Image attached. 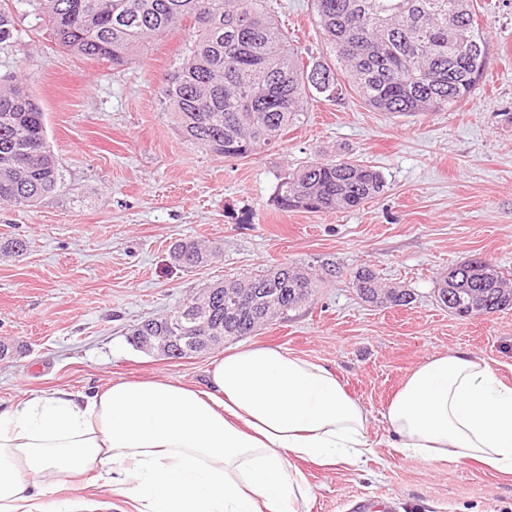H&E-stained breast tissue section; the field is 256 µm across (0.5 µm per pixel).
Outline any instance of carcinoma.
Instances as JSON below:
<instances>
[{
  "label": "carcinoma",
  "mask_w": 512,
  "mask_h": 512,
  "mask_svg": "<svg viewBox=\"0 0 512 512\" xmlns=\"http://www.w3.org/2000/svg\"><path fill=\"white\" fill-rule=\"evenodd\" d=\"M47 23L62 49L126 64L148 39L193 21L182 61L160 87L163 110L188 143L226 159H246L273 146L300 121L317 93L340 100L355 92L382 112H440L470 98L487 60V37L473 0H314L325 44L347 81L326 62L304 67L270 13V0H23ZM64 188L47 141L44 112L23 79L0 85V205L33 207ZM384 188L372 166L350 158L307 162L276 186L285 210L360 208ZM216 250L194 240L172 246L175 264L205 266ZM312 275L282 264L210 285L207 308L180 305L137 323L142 336L174 323L239 338L287 313L336 277V264ZM361 299L404 306L411 294L387 287L368 267L352 280ZM461 319L512 308V284L495 265L469 260L448 268L439 288Z\"/></svg>",
  "instance_id": "1"
}]
</instances>
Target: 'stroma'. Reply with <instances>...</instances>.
Returning <instances> with one entry per match:
<instances>
[{"label":"stroma","mask_w":512,"mask_h":512,"mask_svg":"<svg viewBox=\"0 0 512 512\" xmlns=\"http://www.w3.org/2000/svg\"><path fill=\"white\" fill-rule=\"evenodd\" d=\"M17 33L0 44V77L25 74L45 113L47 140L65 187L30 208L0 207V408L29 392L88 394L152 377L204 387L232 349L272 345L333 368L370 413L376 459L361 469L307 463L311 487L298 512H352L382 499L389 512H512V477L474 461L431 465L388 448L381 413L424 358L463 349L493 360L512 385V308L471 319L437 297L449 267L474 258L512 273V0H476L488 37L484 78L446 112L391 114L356 93L315 97L279 146L232 161L184 141L163 110L162 76L178 61L190 22L151 39L121 67L56 46L17 0ZM302 63L330 61L312 0H271ZM340 157L378 170L383 191L353 210L282 211L281 177ZM191 239L219 250L183 270L171 245ZM341 272L308 301L253 335L171 360L136 350L130 331L229 276L283 263ZM408 290L410 304L361 300V267Z\"/></svg>","instance_id":"stroma-1"}]
</instances>
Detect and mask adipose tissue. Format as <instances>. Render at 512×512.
I'll list each match as a JSON object with an SVG mask.
<instances>
[{
	"label": "adipose tissue",
	"instance_id": "adipose-tissue-1",
	"mask_svg": "<svg viewBox=\"0 0 512 512\" xmlns=\"http://www.w3.org/2000/svg\"><path fill=\"white\" fill-rule=\"evenodd\" d=\"M383 419L400 455L512 475V386L484 357L425 358ZM368 425L332 369L263 345L227 352L201 389L145 378L33 394L0 410V512H45L50 489L91 471L120 512H297L299 462L361 466Z\"/></svg>",
	"mask_w": 512,
	"mask_h": 512
}]
</instances>
